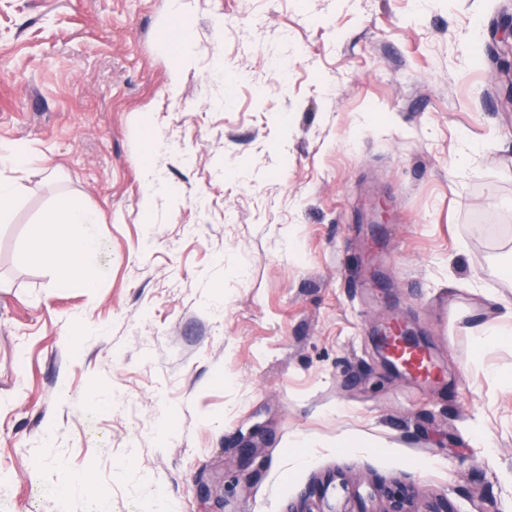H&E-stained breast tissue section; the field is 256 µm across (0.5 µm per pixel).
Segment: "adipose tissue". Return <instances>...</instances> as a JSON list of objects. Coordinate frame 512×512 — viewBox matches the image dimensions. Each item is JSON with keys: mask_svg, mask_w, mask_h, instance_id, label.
<instances>
[{"mask_svg": "<svg viewBox=\"0 0 512 512\" xmlns=\"http://www.w3.org/2000/svg\"><path fill=\"white\" fill-rule=\"evenodd\" d=\"M97 222V215L89 209L69 199L62 201L45 218L38 253H50L86 286H93L101 272Z\"/></svg>", "mask_w": 512, "mask_h": 512, "instance_id": "obj_1", "label": "adipose tissue"}]
</instances>
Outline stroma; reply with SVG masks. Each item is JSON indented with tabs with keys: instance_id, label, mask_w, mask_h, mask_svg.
I'll return each instance as SVG.
<instances>
[{
	"instance_id": "obj_1",
	"label": "stroma",
	"mask_w": 512,
	"mask_h": 512,
	"mask_svg": "<svg viewBox=\"0 0 512 512\" xmlns=\"http://www.w3.org/2000/svg\"><path fill=\"white\" fill-rule=\"evenodd\" d=\"M190 45L167 44L173 14ZM512 0H0V512H512ZM157 181L147 185L146 168ZM97 212L94 287L33 253ZM378 271L384 294L361 289ZM415 325L442 369L385 367ZM365 448H344L345 437ZM257 447L244 458L240 447ZM16 184L0 176V223L8 224L12 217L13 204L17 196ZM501 324L498 326L484 325L482 336L476 337V343L482 344L487 336H497L500 339L512 340V304L503 305V312L500 316ZM375 497L380 501V507L377 510H359V512H450L448 501L443 499L428 506L427 510H418L419 491L413 482L397 489L381 486L376 489ZM285 512H349L347 510H336V504L332 505L324 500V496L318 492L316 486H309L308 489L297 499L288 502Z\"/></svg>"
}]
</instances>
